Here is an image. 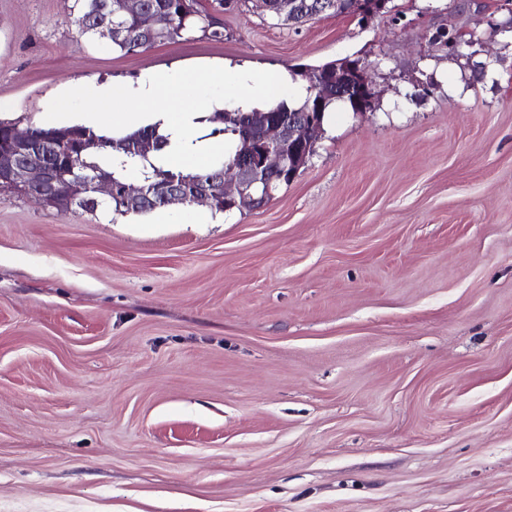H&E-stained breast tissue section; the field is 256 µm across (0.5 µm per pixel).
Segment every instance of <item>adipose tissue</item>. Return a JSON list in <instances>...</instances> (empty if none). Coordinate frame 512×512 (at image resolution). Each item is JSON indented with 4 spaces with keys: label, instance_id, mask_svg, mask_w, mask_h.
Masks as SVG:
<instances>
[{
    "label": "adipose tissue",
    "instance_id": "adipose-tissue-1",
    "mask_svg": "<svg viewBox=\"0 0 512 512\" xmlns=\"http://www.w3.org/2000/svg\"><path fill=\"white\" fill-rule=\"evenodd\" d=\"M223 82L232 83L233 105L245 112L262 110L278 101L289 106L295 103L288 92L292 83L288 72L276 71L257 78L243 65L195 66L176 77L148 71L127 86L77 82V92L87 102V109L48 112L43 122L55 126L79 125L98 132L109 127L126 132L157 127L172 136L167 165L177 171L195 173L200 171L203 157L223 154L224 144L212 142L201 152L189 148L197 118L216 108L214 102L197 99L193 90L201 85ZM104 100L120 104V111L110 115L100 112L97 105Z\"/></svg>",
    "mask_w": 512,
    "mask_h": 512
}]
</instances>
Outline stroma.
I'll return each mask as SVG.
<instances>
[{
  "instance_id": "stroma-1",
  "label": "stroma",
  "mask_w": 512,
  "mask_h": 512,
  "mask_svg": "<svg viewBox=\"0 0 512 512\" xmlns=\"http://www.w3.org/2000/svg\"><path fill=\"white\" fill-rule=\"evenodd\" d=\"M72 5L0 0V119L83 110L72 80L343 57L374 105L209 224L0 191V512H512V6L249 0L123 55ZM262 10L266 14H275L279 18L287 19L288 22H296L301 17L299 1L297 0H258ZM301 3L305 6L307 20L314 19L322 16L329 15H337V14H347L350 11H356L358 14L365 15L370 12L368 10L369 7H374V4H367L365 0H334L335 8H328L323 10L324 4L320 2H327L329 0H300ZM306 20V21H307ZM358 86V94L354 97V106L357 112H367L370 109L371 98V82L366 72L365 66L357 63L356 67L352 70L351 76Z\"/></svg>"
}]
</instances>
